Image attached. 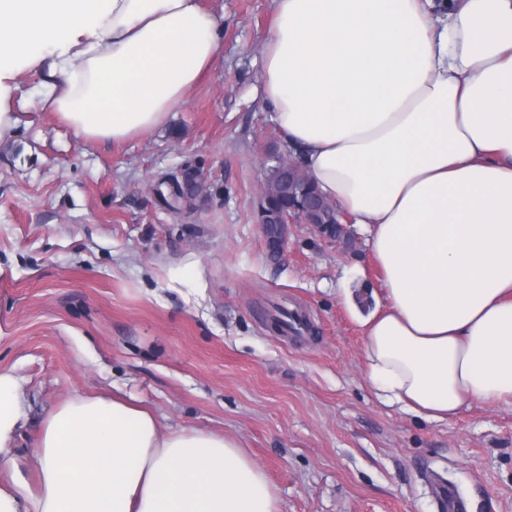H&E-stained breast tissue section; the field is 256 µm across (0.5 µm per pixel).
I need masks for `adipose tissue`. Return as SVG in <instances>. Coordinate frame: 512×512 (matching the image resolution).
<instances>
[{"instance_id": "adipose-tissue-1", "label": "adipose tissue", "mask_w": 512, "mask_h": 512, "mask_svg": "<svg viewBox=\"0 0 512 512\" xmlns=\"http://www.w3.org/2000/svg\"><path fill=\"white\" fill-rule=\"evenodd\" d=\"M262 91L321 193L367 234L369 388L445 422L512 406V0H273ZM220 50L201 0H0V141L33 107L87 141L165 124ZM0 373V457L24 412ZM36 491L0 512H281L234 438L74 395L43 422Z\"/></svg>"}]
</instances>
